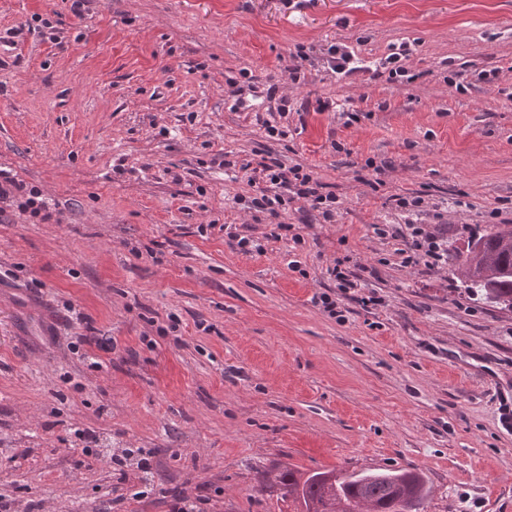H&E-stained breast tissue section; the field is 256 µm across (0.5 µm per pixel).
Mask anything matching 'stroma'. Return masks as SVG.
Wrapping results in <instances>:
<instances>
[{
  "label": "stroma",
  "mask_w": 512,
  "mask_h": 512,
  "mask_svg": "<svg viewBox=\"0 0 512 512\" xmlns=\"http://www.w3.org/2000/svg\"><path fill=\"white\" fill-rule=\"evenodd\" d=\"M333 43L370 66L407 53L409 75L290 79L296 46ZM280 106L284 141L261 125ZM263 146L337 196L329 223L287 205L301 245L244 206ZM0 168L56 211L0 219V497L288 512L252 490L281 463L411 467L423 512H512V310L375 231L405 221L390 195L422 189L419 222L459 254L512 225V0H0ZM339 257L359 278L341 323L313 302L338 294ZM78 429L152 454V493Z\"/></svg>",
  "instance_id": "obj_1"
}]
</instances>
